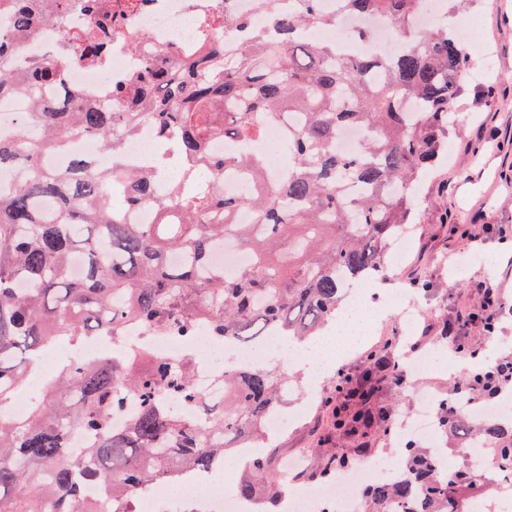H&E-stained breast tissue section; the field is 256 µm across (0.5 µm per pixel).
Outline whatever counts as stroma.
Wrapping results in <instances>:
<instances>
[{"label": "stroma", "instance_id": "stroma-1", "mask_svg": "<svg viewBox=\"0 0 512 512\" xmlns=\"http://www.w3.org/2000/svg\"><path fill=\"white\" fill-rule=\"evenodd\" d=\"M476 7L483 14L484 38L495 54V68L481 79L469 80L462 103L465 120L450 126L446 161L423 181L415 205L412 254L404 266L382 273L384 281H397L407 288L420 313L408 331L395 317L373 322L363 343L338 366L339 373L356 381L373 351L387 347L397 354L418 343L441 354V361L429 373L401 384L389 376L375 375L374 401L389 411L396 431L417 409L416 387L450 397L447 359L455 355L456 347L442 336L441 329L460 311L476 307V281L499 285L501 309L495 333H487L478 323L464 329L465 344L480 354L467 368H484L481 354L488 350L500 359L512 357V0H476ZM455 224L466 225L479 236V254L487 258V265L468 260L449 266V255L468 247L466 240L452 232ZM336 383V375L317 383L311 402L295 393L284 396L285 406L304 404L308 410L299 424L263 448L268 477H280L283 460L293 457L304 462L296 472L300 483L316 485L327 450L346 447V440L333 434L326 408L327 400L336 394Z\"/></svg>", "mask_w": 512, "mask_h": 512}]
</instances>
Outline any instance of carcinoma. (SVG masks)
<instances>
[{
	"label": "carcinoma",
	"mask_w": 512,
	"mask_h": 512,
	"mask_svg": "<svg viewBox=\"0 0 512 512\" xmlns=\"http://www.w3.org/2000/svg\"><path fill=\"white\" fill-rule=\"evenodd\" d=\"M423 2L339 0L350 17L391 23L402 44L391 56L343 54L334 43L302 40L300 33L337 22L320 0H294L291 10L279 0H259L264 25L234 17L240 38L232 47L216 28L199 47L181 56L163 50L138 77L112 87L122 111L73 91L53 112L40 92L63 87L71 59L89 65L107 52L112 11L102 12L99 0H0V26L11 30L0 33V97L20 95L31 103L15 137L0 138V166L21 169L17 182L0 187V512H132L136 488L171 481L184 469L219 468L224 455L263 433L282 377L268 368L228 366L224 405H213L192 388L189 353L178 365L155 360L149 369L141 353L67 364L49 377L26 417H14L9 404L28 373L40 368L42 352L58 341L118 338L129 326L186 337L200 323L239 344L273 334L299 342L322 335L347 288L382 272L390 241L413 223L424 169L443 154L448 115L456 113L462 79L473 66L454 27H416ZM70 9L88 13L94 24L69 50L17 68V41ZM286 116L294 118L282 138L288 171L277 178L267 179L262 160L248 152L205 159L211 140L253 141ZM143 120L162 138L177 133L180 151L182 178L167 197L155 195L146 172L119 174L129 186L122 207L154 204L155 224L118 220L86 157L72 156L64 172L39 162L42 153L94 134L119 169V139ZM350 126L367 135L357 151L341 153L337 137ZM204 159L213 178L245 173L259 191L240 199L200 187L195 181ZM241 206L250 209L252 223L234 222ZM226 240L253 258L234 275L210 263L212 250ZM75 254L85 261L80 280L68 274ZM19 282L25 287H16ZM373 372L371 365L355 383L339 380V396L327 402L336 432L358 442L374 426L390 434L386 410L370 421L359 409L374 394ZM457 385L471 401L498 382L472 373ZM167 389L200 403L197 415L165 411ZM131 395L138 409L124 429H112V412ZM437 422L464 448L483 442L506 482L491 484L471 468L450 475L432 462L429 449L410 446L406 477L369 490L364 512H459L462 498L480 500L484 512L512 491V426L487 424L446 404L438 407ZM75 431L90 440L69 448ZM364 452L331 453L323 475ZM266 468L267 460L256 456L235 491L260 496L256 478ZM85 483L105 486L106 507L83 497Z\"/></svg>",
	"instance_id": "obj_1"
}]
</instances>
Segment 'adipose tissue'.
<instances>
[{"mask_svg": "<svg viewBox=\"0 0 512 512\" xmlns=\"http://www.w3.org/2000/svg\"><path fill=\"white\" fill-rule=\"evenodd\" d=\"M383 313L380 306L340 310L323 336L294 348L291 359L296 368L313 377L333 372L344 356L365 339L371 322Z\"/></svg>", "mask_w": 512, "mask_h": 512, "instance_id": "adipose-tissue-1", "label": "adipose tissue"}]
</instances>
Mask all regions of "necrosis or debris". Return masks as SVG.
<instances>
[{
    "label": "necrosis or debris",
    "instance_id": "necrosis-or-debris-1",
    "mask_svg": "<svg viewBox=\"0 0 512 512\" xmlns=\"http://www.w3.org/2000/svg\"><path fill=\"white\" fill-rule=\"evenodd\" d=\"M113 6H125L123 32L114 39L109 49L107 67L82 63L68 67L66 88H79L106 93L109 86L133 79L140 74L155 55L163 49H186L195 46L206 23L231 12L251 17L255 25L263 19L256 0H112ZM90 17L82 12L68 14L64 23L45 22L34 35L18 44V58L43 57L61 47L74 31L88 27ZM171 140L160 139L152 123H141L129 136L121 137L119 150L128 170L155 171L159 181L158 193H166L176 182V163L170 162ZM89 158L101 176L109 182L112 164L107 159L96 137L85 135L74 140L68 152L48 151L40 161L47 167L62 171L71 155ZM127 342L147 349L152 357L176 359L181 357L184 345H191L196 353L194 388L209 402L224 401V385L220 377L225 366L258 368L269 357L266 346L254 348L222 342L210 336L206 328H199L192 338L146 334L131 328L125 331ZM436 395H425L418 411L403 424V435L434 447V457L442 466H449L451 456L446 448L437 445ZM404 471L388 461L376 462L373 467H358L339 477L336 482L304 487L290 481L285 492L271 506V512H361L365 494L373 485L403 479ZM233 476L228 471L182 472L172 482L171 490L139 493L138 512H179L190 506L193 512H257L255 501L238 498L233 490Z\"/></svg>",
    "mask_w": 512,
    "mask_h": 512
}]
</instances>
